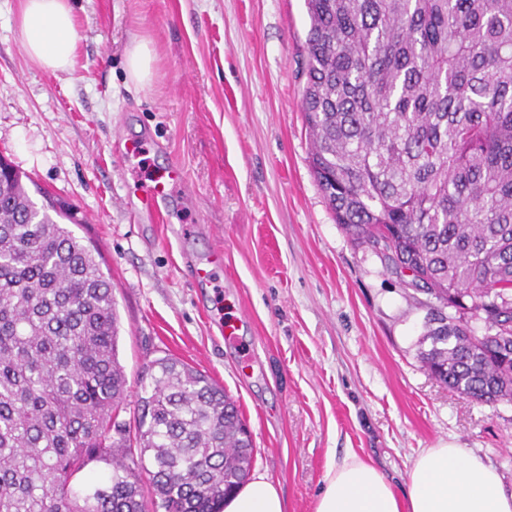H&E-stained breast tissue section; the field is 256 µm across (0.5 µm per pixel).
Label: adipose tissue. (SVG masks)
<instances>
[{"mask_svg": "<svg viewBox=\"0 0 512 512\" xmlns=\"http://www.w3.org/2000/svg\"><path fill=\"white\" fill-rule=\"evenodd\" d=\"M16 26L26 57L41 69L68 71L77 51L73 0H19ZM224 512H283L273 480L252 476L224 501ZM315 512H512V490L478 454L448 442L415 460L405 492L356 453L330 466Z\"/></svg>", "mask_w": 512, "mask_h": 512, "instance_id": "obj_1", "label": "adipose tissue"}]
</instances>
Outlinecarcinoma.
<instances>
[{
    "label": "carcinoma",
    "mask_w": 512,
    "mask_h": 512,
    "mask_svg": "<svg viewBox=\"0 0 512 512\" xmlns=\"http://www.w3.org/2000/svg\"><path fill=\"white\" fill-rule=\"evenodd\" d=\"M306 5L310 165L336 223L484 322L433 318L429 373L512 401V0ZM60 218L0 157V512H220L254 463L239 406L163 357L129 436L112 285ZM93 462L105 479L75 485Z\"/></svg>",
    "instance_id": "obj_1"
}]
</instances>
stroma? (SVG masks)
I'll list each match as a JSON object with an SVG mask.
<instances>
[{"label": "stroma", "instance_id": "1", "mask_svg": "<svg viewBox=\"0 0 512 512\" xmlns=\"http://www.w3.org/2000/svg\"><path fill=\"white\" fill-rule=\"evenodd\" d=\"M18 0H0V155L70 204L73 233L101 256L120 317L135 429L155 359L202 371L235 399L253 469L277 482L285 512H314L323 476L347 452L396 489L427 448L483 456L512 489V401L449 392L419 351L447 307L355 241L320 192L301 107L305 0H76L73 68L31 63ZM150 42L153 79L125 77L133 38ZM148 132L124 165L114 132ZM177 158L185 183L170 224L125 204L126 187ZM222 250L199 298L187 257ZM241 319V344L220 321Z\"/></svg>", "mask_w": 512, "mask_h": 512}]
</instances>
